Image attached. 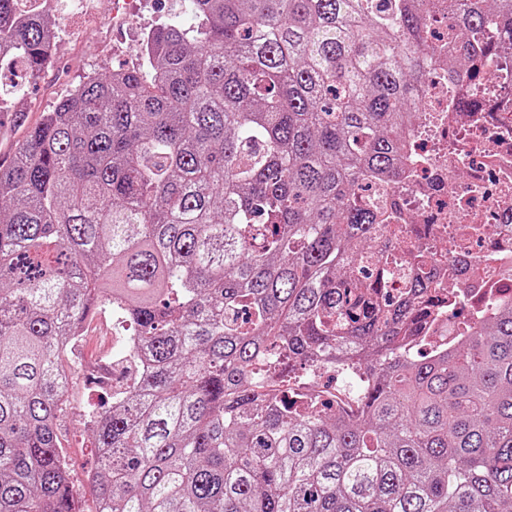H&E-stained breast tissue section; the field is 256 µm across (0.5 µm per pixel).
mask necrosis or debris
<instances>
[{"mask_svg":"<svg viewBox=\"0 0 512 512\" xmlns=\"http://www.w3.org/2000/svg\"><path fill=\"white\" fill-rule=\"evenodd\" d=\"M504 58H487L473 83L450 79L444 58L435 57L414 89L424 110L387 188L399 229L375 241L390 259L391 292L428 262L453 307L474 313L491 299H512V77L501 69ZM417 224L424 233L414 252L405 242Z\"/></svg>","mask_w":512,"mask_h":512,"instance_id":"1","label":"necrosis or debris"}]
</instances>
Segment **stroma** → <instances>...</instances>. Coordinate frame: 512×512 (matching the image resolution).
I'll return each mask as SVG.
<instances>
[{"label":"stroma","mask_w":512,"mask_h":512,"mask_svg":"<svg viewBox=\"0 0 512 512\" xmlns=\"http://www.w3.org/2000/svg\"><path fill=\"white\" fill-rule=\"evenodd\" d=\"M74 2L58 0L55 7L54 16L61 21L56 29L55 50L60 67L48 69L32 81L20 104L30 123L39 122L44 113L53 111L59 99L87 76L139 65L144 33L165 19L173 6V0H136L135 9L117 22L112 17V0H86L82 8L75 7ZM116 344L112 335V310L104 307L88 321L72 355L77 370L70 384L60 437L85 512L93 509L92 492L85 475L95 468L98 460L88 420L92 412L107 406L112 387L98 383L83 368L91 361L111 362Z\"/></svg>","instance_id":"obj_1"}]
</instances>
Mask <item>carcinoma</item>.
<instances>
[{
    "label": "carcinoma",
    "instance_id": "carcinoma-1",
    "mask_svg": "<svg viewBox=\"0 0 512 512\" xmlns=\"http://www.w3.org/2000/svg\"><path fill=\"white\" fill-rule=\"evenodd\" d=\"M21 2L0 0V115L26 128L0 164V512H84L58 421L103 305L129 340L94 512H512V304L424 354L434 277L376 305L384 253L352 274L424 67L476 75L512 0H175L140 65L28 128L12 104L55 32ZM351 362L354 410L290 399L298 368Z\"/></svg>",
    "mask_w": 512,
    "mask_h": 512
}]
</instances>
